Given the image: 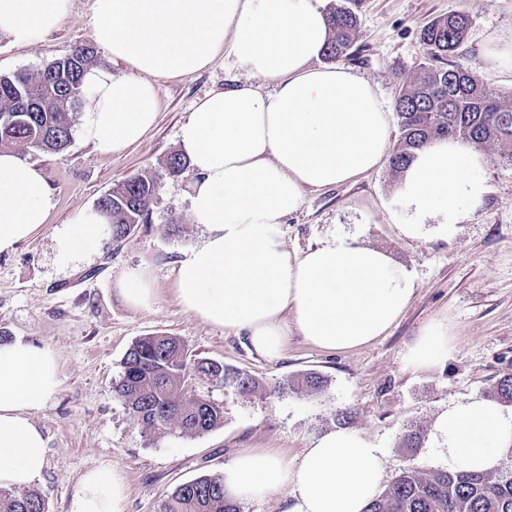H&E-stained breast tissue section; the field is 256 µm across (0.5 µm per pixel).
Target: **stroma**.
<instances>
[{
	"label": "stroma",
	"instance_id": "stroma-1",
	"mask_svg": "<svg viewBox=\"0 0 512 512\" xmlns=\"http://www.w3.org/2000/svg\"><path fill=\"white\" fill-rule=\"evenodd\" d=\"M352 8L359 18V48L347 68L368 80L385 102L413 81L425 49L420 31L432 19L462 12L472 20L464 62L512 105V72L491 69L483 55L493 37L512 35V0H325V9ZM93 0H70L58 29L44 41L18 47L0 35V75L36 71L79 45L92 44ZM223 60L178 79L159 78L158 116L142 141L103 154L74 138L60 156L31 146L16 148L49 183L55 206L30 239L0 253V332L52 348L62 386L34 416L48 438L47 466L37 490L49 512H66L81 475L103 463L120 470L127 485L125 512H159L175 486L222 472L243 451L263 449L296 463L313 439L336 430L337 409H349L348 430L375 440L385 452L386 475L402 468L440 470V453L402 445L405 428L430 431L450 401L488 396L499 378L512 374V161L487 147L483 204L444 237H404V214L393 200L398 177L391 166L353 181L303 193L289 216L286 242L298 252L342 234L387 251L414 275V296L392 328L371 343L342 352L320 350L292 336L280 359L253 352L245 337L210 325L177 301L176 267L183 253L201 244L205 226L194 223L188 198L192 171L171 175L166 161L180 151L177 132L204 96L246 83ZM145 176L156 185L149 223L121 242L105 240L90 259H65L57 231L117 183ZM149 269L156 297L150 307L128 306L117 283L130 270ZM448 318L454 331L444 366L408 370V346L428 322ZM166 332L190 354L224 362L259 383L251 394L196 384L224 411L223 426L203 436L178 428L154 435L132 418L113 392L121 361L139 337ZM306 372L322 375V392L269 395L270 386Z\"/></svg>",
	"mask_w": 512,
	"mask_h": 512
}]
</instances>
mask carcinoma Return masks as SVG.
I'll list each match as a JSON object with an SVG mask.
<instances>
[{"instance_id":"cac0c4a2","label":"carcinoma","mask_w":512,"mask_h":512,"mask_svg":"<svg viewBox=\"0 0 512 512\" xmlns=\"http://www.w3.org/2000/svg\"><path fill=\"white\" fill-rule=\"evenodd\" d=\"M330 37L324 50L334 62L350 57L358 19L354 11L336 7L328 12ZM470 18L463 12L430 21L420 33L426 49L420 72L403 86L393 102L401 128L390 165L402 172L418 151L440 137H451L478 150L495 145L512 161V106L460 62ZM92 46H77L64 58L31 73L0 75V149L32 145L61 155L73 142L75 117L82 104L85 73L97 66ZM155 184L147 177L125 180L99 200L97 209L109 221L112 241H121L137 224L149 221ZM205 380L252 393L258 383L249 374L213 359H191L175 336L155 333L137 339L122 360L114 392L134 421L160 434L176 426L181 433L204 435L224 423L222 407L199 395L193 382ZM298 393L324 388L323 380L307 373L269 390ZM493 400L512 403V374L501 377ZM0 512H47L36 492H0ZM159 512H240L224 492L223 476L204 475L178 485ZM365 512H512V474H463L439 470L425 473L404 468L368 505Z\"/></svg>"}]
</instances>
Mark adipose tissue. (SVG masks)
<instances>
[{
	"mask_svg": "<svg viewBox=\"0 0 512 512\" xmlns=\"http://www.w3.org/2000/svg\"><path fill=\"white\" fill-rule=\"evenodd\" d=\"M70 0H0V34L28 46L56 29ZM94 41L133 69L95 67L84 78L82 138L101 153L139 142L157 120L155 78H179L225 56L250 81L201 99L180 126L190 159L194 223L209 234L177 262L182 308L245 335L258 355L280 358L289 334L324 351L361 347L385 334L408 307L415 279L385 251L352 235L290 253L284 225L304 188H325L380 167L391 113L375 87L343 66L320 64L330 29L324 0H94ZM272 91H262V84ZM484 154L438 139L405 170L397 197L406 237L444 236L486 194ZM54 197L39 168L0 151V253L46 223ZM436 219L426 229L428 219ZM106 219L79 211L56 236L59 255L91 258ZM452 328L426 324L408 347L414 370L445 363ZM55 351L21 338L0 343V488L35 486L47 438L32 413L61 388ZM430 441L451 472H492L512 453V407L472 395L450 402ZM386 476L384 451L343 428L314 439L296 464L248 450L223 472L234 498L284 490L285 512H364ZM126 483L112 465L83 474L67 512H124Z\"/></svg>",
	"mask_w": 512,
	"mask_h": 512,
	"instance_id": "adipose-tissue-1",
	"label": "adipose tissue"
}]
</instances>
